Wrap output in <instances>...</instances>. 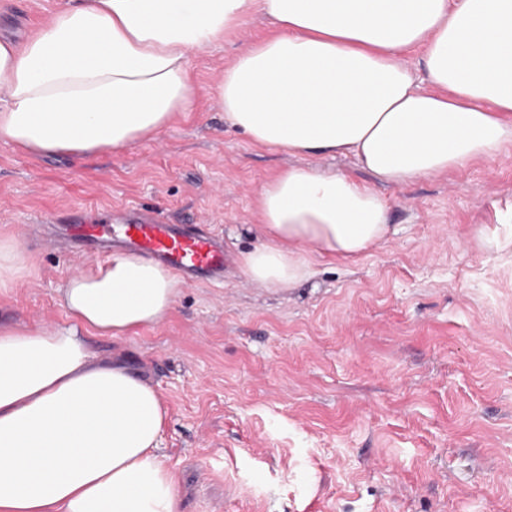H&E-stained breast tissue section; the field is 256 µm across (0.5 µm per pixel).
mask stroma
Listing matches in <instances>:
<instances>
[{
    "label": "stroma",
    "mask_w": 512,
    "mask_h": 512,
    "mask_svg": "<svg viewBox=\"0 0 512 512\" xmlns=\"http://www.w3.org/2000/svg\"><path fill=\"white\" fill-rule=\"evenodd\" d=\"M76 2L0 0V37L24 42ZM269 29L256 15L191 52L195 108L155 139L80 160L0 142V235L34 261L0 318L67 326L58 289L90 266L74 232L86 217L156 211L235 255L255 244L257 199L280 171L346 174L390 206V235L363 257L319 261L290 288L229 262L221 281L181 284L162 322L94 349L161 395L159 454L182 512H512V147L395 186L350 158L256 146L225 122L216 86Z\"/></svg>",
    "instance_id": "35a3bbf8"
}]
</instances>
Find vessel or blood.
Listing matches in <instances>:
<instances>
[{
    "mask_svg": "<svg viewBox=\"0 0 512 512\" xmlns=\"http://www.w3.org/2000/svg\"><path fill=\"white\" fill-rule=\"evenodd\" d=\"M80 231L92 242L120 237L135 252L161 261L196 279L218 274L224 269V250L206 233L189 231L157 217L141 216L132 209L114 224H84Z\"/></svg>",
    "mask_w": 512,
    "mask_h": 512,
    "instance_id": "obj_1",
    "label": "vessel or blood"
}]
</instances>
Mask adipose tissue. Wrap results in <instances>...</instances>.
Wrapping results in <instances>:
<instances>
[{
    "mask_svg": "<svg viewBox=\"0 0 512 512\" xmlns=\"http://www.w3.org/2000/svg\"><path fill=\"white\" fill-rule=\"evenodd\" d=\"M258 13L272 32L217 85L225 121L255 145L349 155L399 186L512 145V0H82L24 44L0 39V141L85 157L152 139L194 108L191 52ZM413 52L424 78L402 61ZM257 207L240 268L265 287L359 259L391 232L388 203L336 172L288 168ZM29 273L21 243L0 236V295ZM178 286L118 254L67 277L69 326L0 323V512H180L159 393L87 342L158 324Z\"/></svg>",
    "mask_w": 512,
    "mask_h": 512,
    "instance_id": "1",
    "label": "adipose tissue"
}]
</instances>
